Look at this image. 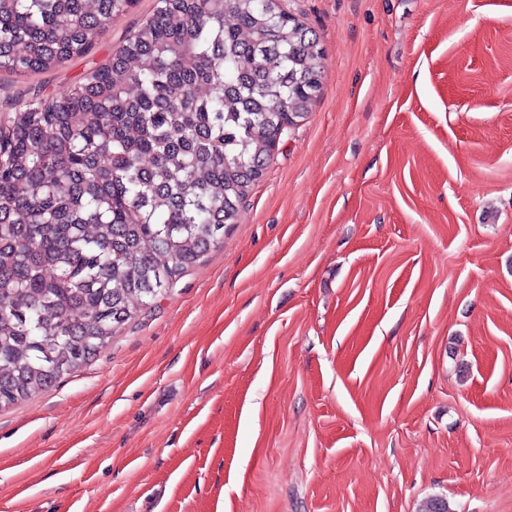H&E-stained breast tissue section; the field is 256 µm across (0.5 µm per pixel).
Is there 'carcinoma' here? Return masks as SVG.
I'll list each match as a JSON object with an SVG mask.
<instances>
[{"label":"carcinoma","instance_id":"carcinoma-1","mask_svg":"<svg viewBox=\"0 0 512 512\" xmlns=\"http://www.w3.org/2000/svg\"><path fill=\"white\" fill-rule=\"evenodd\" d=\"M137 0H0V70L87 54ZM230 17L233 23H225ZM281 0H155L62 96L0 121V408L79 370L224 241L323 85Z\"/></svg>","mask_w":512,"mask_h":512}]
</instances>
